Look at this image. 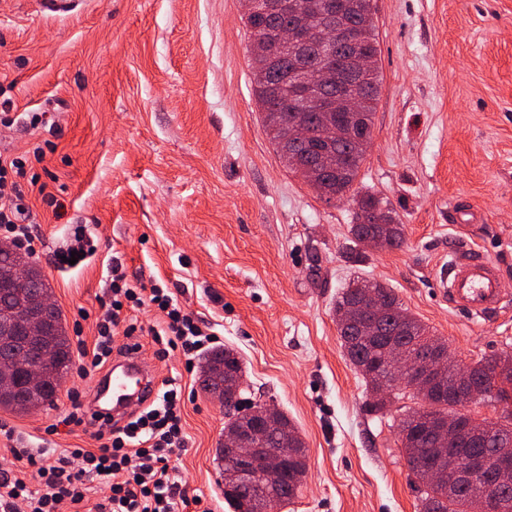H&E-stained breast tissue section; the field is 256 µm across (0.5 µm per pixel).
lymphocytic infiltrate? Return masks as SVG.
Here are the masks:
<instances>
[{
  "label": "lymphocytic infiltrate",
  "instance_id": "obj_1",
  "mask_svg": "<svg viewBox=\"0 0 512 512\" xmlns=\"http://www.w3.org/2000/svg\"><path fill=\"white\" fill-rule=\"evenodd\" d=\"M45 155L40 145L29 153H0V240L32 255L41 238L33 230L31 192H38L53 211L63 207L48 183L32 171L33 163L43 162ZM105 286L107 300L97 319L94 344H77L80 372L104 368L114 348L140 351L135 337L143 332L151 336L158 359L178 349L189 365L213 343V333L202 329L171 289L130 282L116 262ZM144 307L158 313L161 328L139 325L133 313ZM181 402V386L164 380L154 398L124 422H99L94 434L98 446L93 451L67 448L49 456L43 449L18 442L13 454L17 461L35 467L38 485L33 488L23 479L0 473V512H17L22 503L29 512H61L66 506L80 512L88 505L93 512H186L190 501L176 476L185 447ZM95 476L108 481L109 492L93 503L90 480Z\"/></svg>",
  "mask_w": 512,
  "mask_h": 512
}]
</instances>
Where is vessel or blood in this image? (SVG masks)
Here are the masks:
<instances>
[{
	"label": "vessel or blood",
	"instance_id": "1",
	"mask_svg": "<svg viewBox=\"0 0 512 512\" xmlns=\"http://www.w3.org/2000/svg\"><path fill=\"white\" fill-rule=\"evenodd\" d=\"M441 293L475 320L496 311L503 296L494 268L472 249L452 252ZM155 390V376L145 373L135 353L130 352L114 361L108 372L97 378L90 411L117 419L125 413L129 403L152 397Z\"/></svg>",
	"mask_w": 512,
	"mask_h": 512
}]
</instances>
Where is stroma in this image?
Segmentation results:
<instances>
[{
  "label": "stroma",
  "mask_w": 512,
  "mask_h": 512,
  "mask_svg": "<svg viewBox=\"0 0 512 512\" xmlns=\"http://www.w3.org/2000/svg\"><path fill=\"white\" fill-rule=\"evenodd\" d=\"M381 79L355 194H372L404 230L398 249L349 251L354 206L331 202L283 163L254 94L243 0H79L67 14L0 0V77L18 111L54 105L55 123L0 126V150L55 144L34 172L56 175L54 217L32 196L35 257L67 329L93 344L107 268L159 282L243 362V404L268 401L306 443L308 469L282 512H420L398 435L412 394L369 412L345 356L336 300L354 277L393 288L404 309L472 363L512 350V0H373ZM87 225L97 248L59 264ZM478 250L505 289L474 321L438 291L448 254ZM140 363L184 392L178 479L201 506L230 512L215 450L224 412L198 390L180 351ZM94 375L70 370L53 405L0 408L15 437L93 448L94 426H62L69 395ZM56 434H47L51 424Z\"/></svg>",
  "instance_id": "stroma-1"
}]
</instances>
